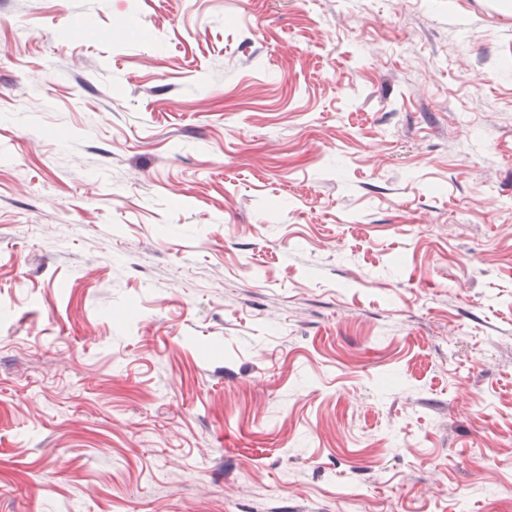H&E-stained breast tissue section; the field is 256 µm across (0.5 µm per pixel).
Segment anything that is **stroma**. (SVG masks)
Returning a JSON list of instances; mask_svg holds the SVG:
<instances>
[{"label":"stroma","instance_id":"obj_1","mask_svg":"<svg viewBox=\"0 0 512 512\" xmlns=\"http://www.w3.org/2000/svg\"><path fill=\"white\" fill-rule=\"evenodd\" d=\"M512 0H0V512H512Z\"/></svg>","mask_w":512,"mask_h":512}]
</instances>
